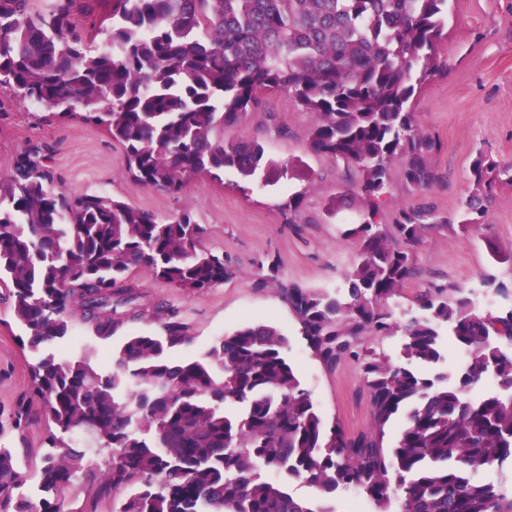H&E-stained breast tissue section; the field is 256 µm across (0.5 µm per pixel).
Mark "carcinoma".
<instances>
[{
	"mask_svg": "<svg viewBox=\"0 0 512 512\" xmlns=\"http://www.w3.org/2000/svg\"><path fill=\"white\" fill-rule=\"evenodd\" d=\"M80 0H0V87L55 114L104 127L124 148L122 165L149 187L178 192L192 175L230 170L245 179L266 168L256 139L224 142V126L257 106L261 89L288 94L313 116L310 148L355 173L362 220L344 232L358 244L344 290L285 285L307 347L322 365L363 358L371 427L355 436L318 414L285 350L288 338L252 322L190 358L175 312L156 306L165 335L133 334L103 371L88 355L47 351L75 316L99 339L147 309L128 280L147 268L185 292L234 276L201 246L204 228L182 215L161 222L105 195L52 188L39 149L0 174V275L9 280L31 366V402L9 414L26 429L31 403L49 423L40 461L0 445V512H60L79 478L85 437L102 456L98 487L78 512H97L109 490L134 485L119 512H324L294 498L301 480L323 496L355 488L375 512H512V490L480 473L512 462V309L483 310L460 288L417 297L420 313L392 321L388 301L412 272L406 244L433 214L373 221L392 162L419 189L435 174L439 147L410 110L415 86L438 70L448 0H105L108 49L73 25ZM472 173L492 189L512 166L479 156ZM480 196L462 204L459 225L485 223ZM448 342L468 353L453 375L394 364L364 348L400 335L404 356L431 367ZM498 390L470 392L488 374ZM407 421L391 447L385 427Z\"/></svg>",
	"mask_w": 512,
	"mask_h": 512,
	"instance_id": "1",
	"label": "carcinoma"
}]
</instances>
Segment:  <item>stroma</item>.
Listing matches in <instances>:
<instances>
[{"mask_svg": "<svg viewBox=\"0 0 512 512\" xmlns=\"http://www.w3.org/2000/svg\"><path fill=\"white\" fill-rule=\"evenodd\" d=\"M74 23L92 47L106 48L112 21L105 5L88 0ZM437 56L439 71L417 88L411 104L423 129L441 144L428 157L436 180L429 188H415L403 179L401 164H394L377 217L390 224L399 211L425 208L439 218L409 247L414 270L400 296L389 302L398 322L417 313L415 297L429 288L455 286L473 297L486 293L498 308L512 307V183H495L486 224L463 229L455 223L463 201L478 191L471 173L478 154L512 163V0H448ZM259 99L258 108L225 127L224 139H259L270 161L289 165L283 178L246 180L227 173L216 180L200 174L177 193L150 188L126 173L122 147L103 128L49 117L46 109L30 107L7 88L0 89V164L36 146L53 173L55 190L107 195L160 220L190 215L206 229L204 247L223 255L234 277L188 293L146 268L130 275L145 302L166 303L193 336V345L177 348L176 356H193L247 320L271 322L286 335L287 355L326 424L356 434L370 426L360 362L348 360L333 372L320 365L270 281L268 264L279 261V276L287 284L332 293L344 288L358 246L342 232L359 220L360 190L310 149L312 117L288 94L263 92ZM294 193L302 202L292 214L286 203ZM162 331L158 321H127L111 339L88 346L85 327L76 320L68 337L53 347L76 352L88 346L92 361L108 371L125 336ZM23 334L8 287L0 283V423L30 396L36 357L22 346Z\"/></svg>", "mask_w": 512, "mask_h": 512, "instance_id": "35a3bbf8", "label": "stroma"}]
</instances>
